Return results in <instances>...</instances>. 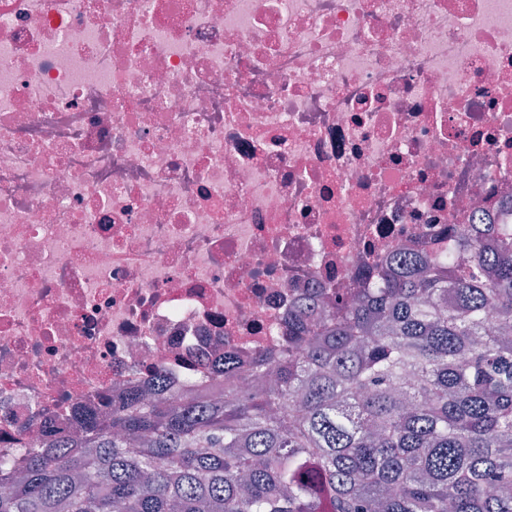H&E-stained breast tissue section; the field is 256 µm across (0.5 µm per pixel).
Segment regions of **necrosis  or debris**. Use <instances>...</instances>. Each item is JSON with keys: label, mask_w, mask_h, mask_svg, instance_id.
I'll return each instance as SVG.
<instances>
[{"label": "necrosis or debris", "mask_w": 512, "mask_h": 512, "mask_svg": "<svg viewBox=\"0 0 512 512\" xmlns=\"http://www.w3.org/2000/svg\"><path fill=\"white\" fill-rule=\"evenodd\" d=\"M480 217L512 0H0V453Z\"/></svg>", "instance_id": "1"}]
</instances>
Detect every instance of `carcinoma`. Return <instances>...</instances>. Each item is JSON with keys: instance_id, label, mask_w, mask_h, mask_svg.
I'll return each mask as SVG.
<instances>
[{"instance_id": "1", "label": "carcinoma", "mask_w": 512, "mask_h": 512, "mask_svg": "<svg viewBox=\"0 0 512 512\" xmlns=\"http://www.w3.org/2000/svg\"><path fill=\"white\" fill-rule=\"evenodd\" d=\"M223 399L134 390L0 455V512H512V233L457 231L279 348Z\"/></svg>"}]
</instances>
